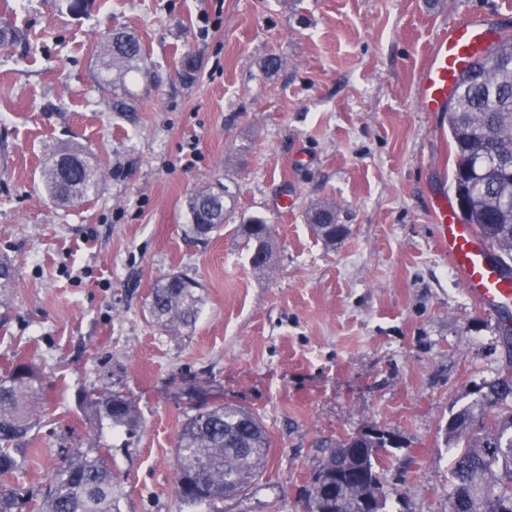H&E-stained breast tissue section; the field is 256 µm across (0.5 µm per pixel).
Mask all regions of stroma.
Segmentation results:
<instances>
[{
    "label": "stroma",
    "instance_id": "obj_1",
    "mask_svg": "<svg viewBox=\"0 0 512 512\" xmlns=\"http://www.w3.org/2000/svg\"><path fill=\"white\" fill-rule=\"evenodd\" d=\"M69 3L0 0L17 36L0 46V256L16 266L0 371L27 359L53 383L18 487L37 493L63 449L92 442L109 450L119 512H188L175 438L231 403L260 416L271 448L224 512H308L326 446L370 426L401 441L387 451L389 512H448L445 426L512 362V343L438 247L448 121L421 111L415 88L439 30L478 15L512 33V0ZM115 28L139 37L148 69L128 84L131 112L99 82ZM73 143L104 181L60 207L41 170ZM216 184L233 212L194 239L186 200ZM324 204L349 228L333 245L306 221ZM255 218L276 240L263 272L244 233ZM176 272L205 296L180 335L146 313ZM95 387L132 402L135 435L83 425Z\"/></svg>",
    "mask_w": 512,
    "mask_h": 512
}]
</instances>
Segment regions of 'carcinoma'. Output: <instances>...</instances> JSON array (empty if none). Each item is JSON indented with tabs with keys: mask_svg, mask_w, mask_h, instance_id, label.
Wrapping results in <instances>:
<instances>
[{
	"mask_svg": "<svg viewBox=\"0 0 512 512\" xmlns=\"http://www.w3.org/2000/svg\"><path fill=\"white\" fill-rule=\"evenodd\" d=\"M103 83L127 89V78L142 72V48L127 30L113 32L100 47ZM448 135L453 153L452 187L462 169L473 176L468 211L461 216L474 225L504 272L512 275V35L492 45L460 82L458 96L448 105ZM76 163L72 176L60 174L61 164ZM41 180L57 204L81 201L101 188L102 178L87 152L73 147L45 163ZM188 231L206 237L220 230L233 209L226 187L202 188L189 197ZM313 232L327 243L342 238L346 226L336 224L333 209L316 206L307 213ZM252 243L250 261L263 271L275 250L272 225L257 218L245 229ZM15 287L9 257L0 258V295ZM201 284L177 273L154 289L149 314L180 334L196 324L201 312ZM43 390L36 368L18 362L0 376V478L22 472L23 448L36 425L32 402ZM85 424L133 432L140 421L125 397L94 389L84 396ZM446 443L452 451L448 512H512V365L483 386L480 400L448 419ZM363 446L375 452L347 458L341 448ZM399 447L392 434L370 433L361 444L344 438L329 446L313 475L307 501L309 512H386L381 453ZM270 441L259 417L234 404L200 411L187 418L174 444L177 492L187 508L223 512L220 504L234 499L264 473ZM0 512H117L112 467L107 449L77 446L61 456L46 475L38 493L25 497L8 484L0 485Z\"/></svg>",
	"mask_w": 512,
	"mask_h": 512,
	"instance_id": "carcinoma-1",
	"label": "carcinoma"
}]
</instances>
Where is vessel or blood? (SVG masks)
Listing matches in <instances>:
<instances>
[{
  "instance_id": "vessel-or-blood-1",
  "label": "vessel or blood",
  "mask_w": 512,
  "mask_h": 512,
  "mask_svg": "<svg viewBox=\"0 0 512 512\" xmlns=\"http://www.w3.org/2000/svg\"><path fill=\"white\" fill-rule=\"evenodd\" d=\"M494 34L484 20L466 18L437 35L417 84L423 111L436 112L447 106L460 76L482 55ZM435 218L440 247L471 300L493 314L512 310V278L489 258V249L474 226L457 223L454 208L445 199L436 205Z\"/></svg>"
}]
</instances>
